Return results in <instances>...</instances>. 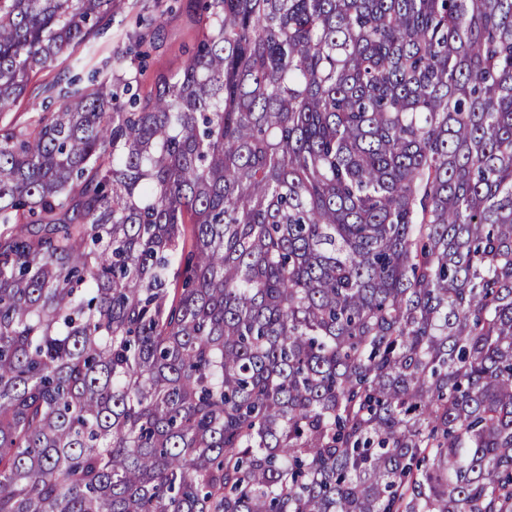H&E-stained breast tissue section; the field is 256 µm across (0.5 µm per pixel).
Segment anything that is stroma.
<instances>
[{
    "instance_id": "35a3bbf8",
    "label": "stroma",
    "mask_w": 512,
    "mask_h": 512,
    "mask_svg": "<svg viewBox=\"0 0 512 512\" xmlns=\"http://www.w3.org/2000/svg\"><path fill=\"white\" fill-rule=\"evenodd\" d=\"M155 17L163 20L162 36L157 41L149 36V21ZM133 31L145 37L146 61H139L133 42L127 39ZM200 36L198 17L189 8L188 0H123L108 29L90 48L40 71L37 79L44 82L62 71L84 79L93 74L112 80L136 76L147 88L158 73L185 62Z\"/></svg>"
}]
</instances>
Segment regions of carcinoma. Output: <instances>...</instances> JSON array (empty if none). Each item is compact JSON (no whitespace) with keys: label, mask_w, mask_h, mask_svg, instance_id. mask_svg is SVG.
Segmentation results:
<instances>
[{"label":"carcinoma","mask_w":512,"mask_h":512,"mask_svg":"<svg viewBox=\"0 0 512 512\" xmlns=\"http://www.w3.org/2000/svg\"><path fill=\"white\" fill-rule=\"evenodd\" d=\"M120 6L0 0V512H512V0ZM159 16L163 19V31L160 40L154 43L148 23ZM133 31L145 37L142 49L147 50L149 56L143 65L135 57L134 43L126 38V33ZM200 36L198 15L189 8L188 0H123L108 29L89 49L40 71L37 81H48L63 70L68 77L80 76L82 86L89 84L88 78L94 72L99 80L130 78L137 73L146 89L158 73L185 62ZM37 116L36 112L28 109L25 103L17 106L12 112H6L0 117V127L23 130Z\"/></svg>","instance_id":"obj_1"}]
</instances>
